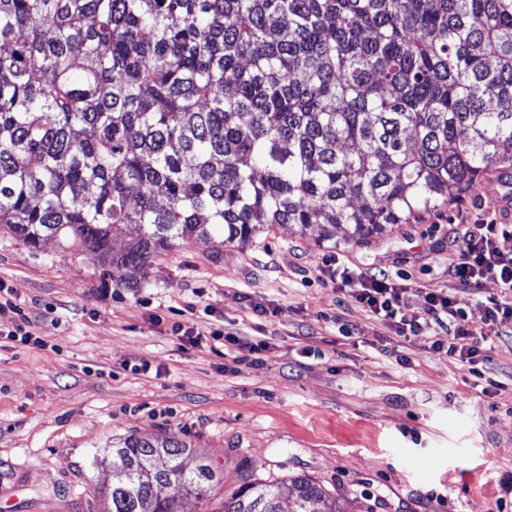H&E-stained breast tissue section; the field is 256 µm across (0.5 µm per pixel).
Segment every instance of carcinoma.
Returning a JSON list of instances; mask_svg holds the SVG:
<instances>
[{"label":"carcinoma","mask_w":512,"mask_h":512,"mask_svg":"<svg viewBox=\"0 0 512 512\" xmlns=\"http://www.w3.org/2000/svg\"><path fill=\"white\" fill-rule=\"evenodd\" d=\"M512 169V0H0V224L141 270L267 226L360 240ZM139 238L112 250L125 227ZM186 443L112 447L110 512L219 485ZM171 482L183 493L161 497ZM292 512L326 499L289 479ZM218 512H281L249 476Z\"/></svg>","instance_id":"carcinoma-1"}]
</instances>
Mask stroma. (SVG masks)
<instances>
[{
  "label": "stroma",
  "mask_w": 512,
  "mask_h": 512,
  "mask_svg": "<svg viewBox=\"0 0 512 512\" xmlns=\"http://www.w3.org/2000/svg\"><path fill=\"white\" fill-rule=\"evenodd\" d=\"M485 211L512 224L499 171L436 212L366 237L346 227L277 228L246 245L191 238L151 258L138 287L103 276L72 239L25 246L0 226V281L23 303L46 349H0V512H104L92 466L128 436L173 435L223 477L306 475L342 512H497L512 475V326L495 324L490 359L471 373L375 320L323 273L339 254L405 287L401 311L453 288L457 225ZM270 313H253V304ZM221 325L269 348L262 365L227 346L180 349L173 323ZM148 363L141 374L134 367Z\"/></svg>",
  "instance_id": "stroma-1"
}]
</instances>
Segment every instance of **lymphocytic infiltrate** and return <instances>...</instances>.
Returning a JSON list of instances; mask_svg holds the SVG:
<instances>
[{"mask_svg": "<svg viewBox=\"0 0 512 512\" xmlns=\"http://www.w3.org/2000/svg\"><path fill=\"white\" fill-rule=\"evenodd\" d=\"M512 236V225L498 223L496 218L476 214L456 233L454 241L459 248L460 261L451 275L458 290L472 289L484 279L496 281L499 295L479 302L478 308L486 321L512 323V255L502 253L497 242ZM323 272L339 287L348 289L350 297L368 309L384 323L397 326L399 335L417 336L426 331L436 332L433 350L440 351L462 365L473 367L489 359L487 337L471 328L469 316L456 293L428 292L419 316L409 318L400 309L402 288L385 272H364L350 268L340 256H330ZM173 331L181 348L217 350L221 345H233L260 356L267 349L265 341L223 331L211 330L201 334L193 327L175 323ZM7 343L30 348H46L47 343L33 328L31 321L12 291L0 283V344Z\"/></svg>", "mask_w": 512, "mask_h": 512, "instance_id": "lymphocytic-infiltrate-1", "label": "lymphocytic infiltrate"}]
</instances>
